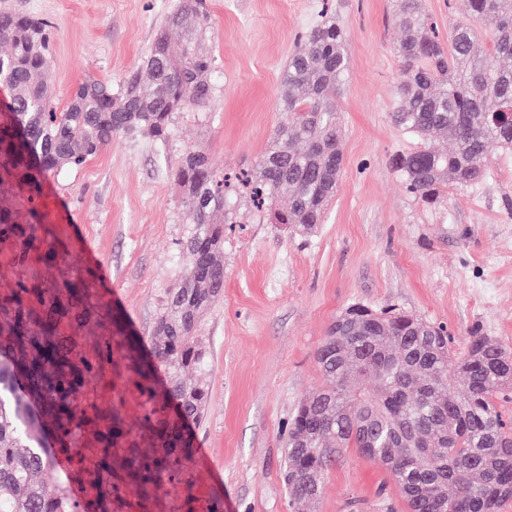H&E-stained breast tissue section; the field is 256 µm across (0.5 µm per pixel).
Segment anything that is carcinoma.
Returning a JSON list of instances; mask_svg holds the SVG:
<instances>
[{
  "mask_svg": "<svg viewBox=\"0 0 512 512\" xmlns=\"http://www.w3.org/2000/svg\"><path fill=\"white\" fill-rule=\"evenodd\" d=\"M470 18L443 44L423 0H400L403 38L391 120L420 146L394 159L406 191L440 204L450 186L483 180L499 150H512V0H469ZM496 22L491 48L479 54L477 24ZM193 22L210 27L207 0H179L157 25L141 63L118 82L88 78L66 108L51 107L45 79L51 23L0 14V187L14 186L25 213L0 209V243L29 266L57 251L35 201L47 179L96 157L117 135L144 136L165 148L181 112L209 108L217 87L213 57L197 37L172 34ZM349 70L346 33L321 14L288 58L280 106L291 114L239 185L207 155L185 148L169 168L193 218L178 243L180 275L165 290L149 340L110 319L112 339L74 354L77 331L97 315L76 276L53 288L28 280L0 293V512H124L137 490L150 504L165 483L181 481L193 455L185 430L204 417L203 375L210 353L198 341L204 311L224 291V232L239 223L234 200L250 189L266 219L296 235L323 223L343 167L336 91ZM443 137L451 149L431 142ZM121 361L112 359V345ZM325 385L298 406L285 448L283 480L296 499L314 500L337 455L356 448L380 461L409 512H500L512 498V421L502 411L512 389V348L471 336L454 357L441 327L397 309L354 305L336 316L316 351ZM131 372L147 405L143 426L156 441L141 453L121 413L90 389L102 376ZM461 376L464 385L451 388ZM64 457L83 496L46 495L41 476Z\"/></svg>",
  "mask_w": 512,
  "mask_h": 512,
  "instance_id": "carcinoma-1",
  "label": "carcinoma"
}]
</instances>
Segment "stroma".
<instances>
[{"label":"stroma","mask_w":512,"mask_h":512,"mask_svg":"<svg viewBox=\"0 0 512 512\" xmlns=\"http://www.w3.org/2000/svg\"><path fill=\"white\" fill-rule=\"evenodd\" d=\"M176 0H0V11L52 24L46 78L63 109L75 87L118 81L147 53L158 20ZM205 47L220 81L204 112L178 114L165 150L125 135L82 167L50 178L39 207L59 256L35 262L48 285L85 270L100 317L79 332L89 348L109 335L120 310L147 334L166 288L179 276L177 244L191 216L169 177L188 146L224 172L249 168L273 131L284 65L319 11L347 35L349 74L338 105L344 166L325 221L310 236L266 223L248 196L246 216L224 242V291L204 314L199 342L211 355L209 399L193 425L194 454L182 480L163 485L151 512H408L385 467L355 449L331 466L313 503L289 495L282 478L288 423L324 379L315 353L347 306H394L446 326L461 353L469 336L512 346V152L496 154L488 176L452 187L426 205L404 188L397 155L416 139L391 122L403 32L398 0H208ZM102 401L137 427L144 399L116 375Z\"/></svg>","instance_id":"35a3bbf8"}]
</instances>
